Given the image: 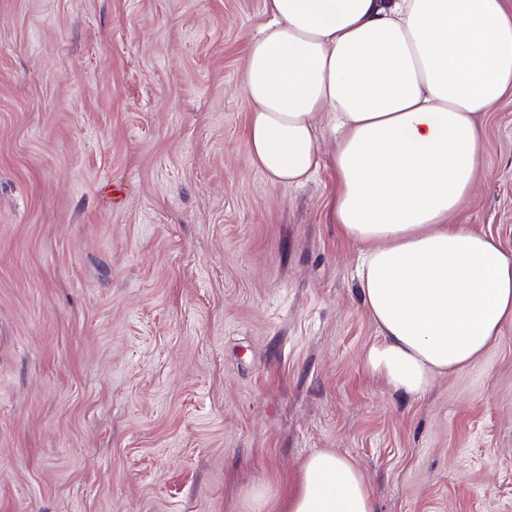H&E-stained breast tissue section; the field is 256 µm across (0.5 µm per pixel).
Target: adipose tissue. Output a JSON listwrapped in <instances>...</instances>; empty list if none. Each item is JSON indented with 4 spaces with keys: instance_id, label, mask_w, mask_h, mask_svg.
<instances>
[{
    "instance_id": "1",
    "label": "adipose tissue",
    "mask_w": 512,
    "mask_h": 512,
    "mask_svg": "<svg viewBox=\"0 0 512 512\" xmlns=\"http://www.w3.org/2000/svg\"><path fill=\"white\" fill-rule=\"evenodd\" d=\"M241 86L248 148L298 185L332 141L336 217L378 336L373 374L413 397L512 324V254L452 218L479 183L480 118L512 94L505 0H263ZM282 512H376L350 459L306 458Z\"/></svg>"
}]
</instances>
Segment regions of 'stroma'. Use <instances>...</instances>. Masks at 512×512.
<instances>
[{
	"label": "stroma",
	"mask_w": 512,
	"mask_h": 512,
	"mask_svg": "<svg viewBox=\"0 0 512 512\" xmlns=\"http://www.w3.org/2000/svg\"><path fill=\"white\" fill-rule=\"evenodd\" d=\"M263 0H0V512H281L351 459L376 512H512V324L420 398L334 219L247 144ZM462 223L512 253V96Z\"/></svg>",
	"instance_id": "35a3bbf8"
}]
</instances>
